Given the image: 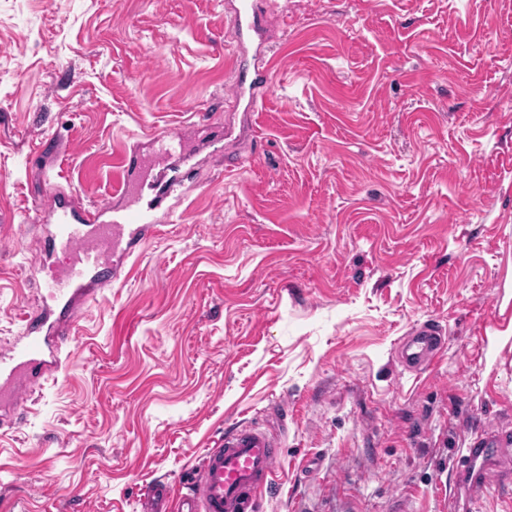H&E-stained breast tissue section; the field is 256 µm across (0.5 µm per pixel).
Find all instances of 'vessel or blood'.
<instances>
[{
  "mask_svg": "<svg viewBox=\"0 0 512 512\" xmlns=\"http://www.w3.org/2000/svg\"><path fill=\"white\" fill-rule=\"evenodd\" d=\"M230 14L238 44L260 34L262 11L256 0H233ZM232 82L236 100L255 110L270 87L269 66L256 63L247 68L236 63ZM141 170L139 153L126 155L116 190L124 203L118 207L84 205L73 193L61 190L56 176L48 177L50 194L41 216L52 229L42 245L68 257L46 282L59 313L52 318L34 311L26 319L21 339L0 353L1 401L18 400L15 383L22 372L38 366L51 374L63 371L62 349L73 341L78 318L71 308L73 298L111 287L115 265L136 255L156 232L161 200L181 194L182 178L163 175L148 181ZM445 347L442 325L428 320L398 340L395 355L404 371L418 373L433 365ZM281 448V441L261 426L239 424L207 449L186 491L163 481L153 483L143 499L145 512H160L166 502L173 503L175 512H259L261 493L275 479ZM452 470V512H479L480 504L492 495L512 500V429L500 426L471 436Z\"/></svg>",
  "mask_w": 512,
  "mask_h": 512,
  "instance_id": "vessel-or-blood-1",
  "label": "vessel or blood"
}]
</instances>
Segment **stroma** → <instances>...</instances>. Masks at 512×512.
I'll return each instance as SVG.
<instances>
[{
	"label": "stroma",
	"instance_id": "35a3bbf8",
	"mask_svg": "<svg viewBox=\"0 0 512 512\" xmlns=\"http://www.w3.org/2000/svg\"><path fill=\"white\" fill-rule=\"evenodd\" d=\"M262 2L251 128L228 0H0V349L64 263L45 167L95 205L152 130L195 164L66 373L0 403V512H141L244 420L283 443L262 512H449L512 424V0ZM427 320L446 349L402 372ZM243 60L236 61L232 71V82L236 102L246 101L250 112H255L258 100L266 94L270 87L268 63H253L252 69L245 68ZM447 336L442 325L428 320L411 328L395 347L398 365L409 373H419L433 365L443 354Z\"/></svg>",
	"mask_w": 512,
	"mask_h": 512
}]
</instances>
